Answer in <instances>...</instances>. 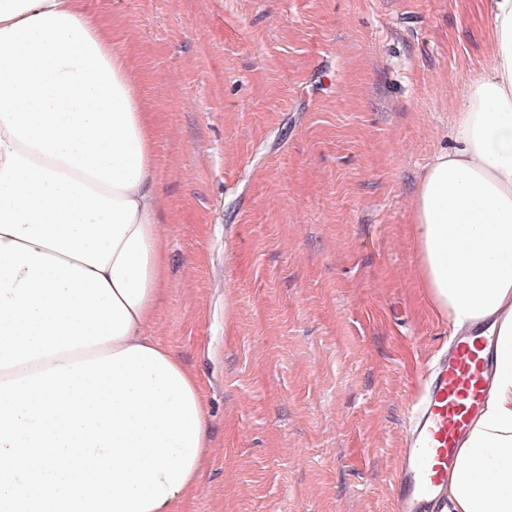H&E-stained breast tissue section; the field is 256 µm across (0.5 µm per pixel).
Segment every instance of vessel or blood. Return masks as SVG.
<instances>
[{"mask_svg":"<svg viewBox=\"0 0 512 512\" xmlns=\"http://www.w3.org/2000/svg\"><path fill=\"white\" fill-rule=\"evenodd\" d=\"M494 343L477 323L428 364L391 479L394 512H444L448 475L492 390Z\"/></svg>","mask_w":512,"mask_h":512,"instance_id":"b4317fda","label":"vessel or blood"}]
</instances>
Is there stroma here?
<instances>
[{
  "label": "stroma",
  "mask_w": 512,
  "mask_h": 512,
  "mask_svg": "<svg viewBox=\"0 0 512 512\" xmlns=\"http://www.w3.org/2000/svg\"><path fill=\"white\" fill-rule=\"evenodd\" d=\"M137 75L160 177L148 333L208 448L173 512H392L415 382L453 328L416 185L491 64L480 0H83Z\"/></svg>",
  "instance_id": "stroma-1"
}]
</instances>
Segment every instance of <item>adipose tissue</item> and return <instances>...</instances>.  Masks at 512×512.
<instances>
[{
  "mask_svg": "<svg viewBox=\"0 0 512 512\" xmlns=\"http://www.w3.org/2000/svg\"><path fill=\"white\" fill-rule=\"evenodd\" d=\"M491 66L418 183L419 274L455 327L486 320L493 393L448 512H512V0H483ZM153 131L128 57L82 0H0V382L132 346L163 291Z\"/></svg>",
  "mask_w": 512,
  "mask_h": 512,
  "instance_id": "1",
  "label": "adipose tissue"
}]
</instances>
